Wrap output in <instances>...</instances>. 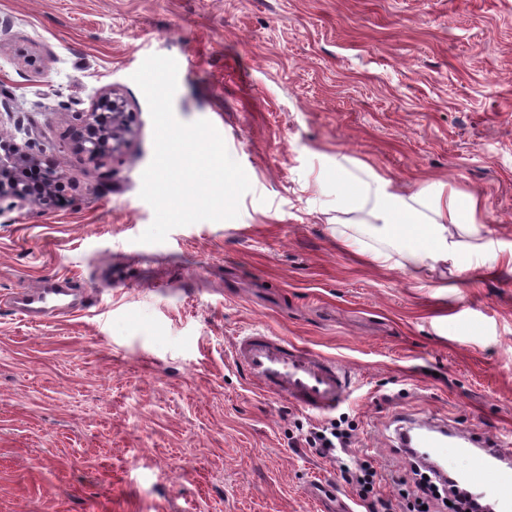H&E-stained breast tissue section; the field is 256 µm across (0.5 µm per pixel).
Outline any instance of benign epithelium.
Wrapping results in <instances>:
<instances>
[{
	"label": "benign epithelium",
	"mask_w": 512,
	"mask_h": 512,
	"mask_svg": "<svg viewBox=\"0 0 512 512\" xmlns=\"http://www.w3.org/2000/svg\"><path fill=\"white\" fill-rule=\"evenodd\" d=\"M81 118L86 130L81 148L92 159L112 153L123 133L130 130L131 114L114 93L104 94ZM34 146L30 141L18 143L13 136L0 135V204L5 202L11 209L51 204L52 189L63 174L57 169L44 171L42 194L35 193L24 176L28 166L38 162Z\"/></svg>",
	"instance_id": "1"
}]
</instances>
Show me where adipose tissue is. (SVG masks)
Wrapping results in <instances>:
<instances>
[{
    "label": "adipose tissue",
    "mask_w": 512,
    "mask_h": 512,
    "mask_svg": "<svg viewBox=\"0 0 512 512\" xmlns=\"http://www.w3.org/2000/svg\"><path fill=\"white\" fill-rule=\"evenodd\" d=\"M319 190L335 191L337 211L367 210L372 219L366 227L370 235L387 236L395 225H414L413 243L404 255L412 278L438 263L464 275L469 270L465 256L487 249L482 242L480 202L466 191L422 188L405 196L392 179L372 168H365L359 177L341 166L335 183L320 182Z\"/></svg>",
    "instance_id": "1"
}]
</instances>
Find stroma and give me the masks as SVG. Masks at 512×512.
<instances>
[{"mask_svg": "<svg viewBox=\"0 0 512 512\" xmlns=\"http://www.w3.org/2000/svg\"><path fill=\"white\" fill-rule=\"evenodd\" d=\"M152 54L183 62L176 118L210 121L251 189L237 218L145 244L153 124L132 75ZM108 90L131 132L92 160L76 114ZM0 131L64 173L55 205L0 214V294L100 286L67 316L0 305V512H343L336 467L295 444L319 416L231 363L253 328L350 369L340 412L387 492L409 470L398 418L512 424V265L416 287L399 237H364L391 267L338 245L315 182L344 157L474 193L490 253L512 254V0H0ZM341 218L363 237L367 212ZM312 482L334 497L306 499Z\"/></svg>", "mask_w": 512, "mask_h": 512, "instance_id": "1", "label": "stroma"}]
</instances>
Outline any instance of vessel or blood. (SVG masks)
<instances>
[{
	"label": "vessel or blood",
	"instance_id": "b4317fda",
	"mask_svg": "<svg viewBox=\"0 0 512 512\" xmlns=\"http://www.w3.org/2000/svg\"><path fill=\"white\" fill-rule=\"evenodd\" d=\"M81 288V283L67 280L59 289H22L14 293L12 304L31 319L50 309L61 310V294L73 295ZM231 357L262 393L310 414L335 412L351 394L352 376L342 362L284 336L249 330L235 338ZM415 445L425 457L442 464L452 455L464 458L459 477L474 495L493 499L498 512H512V466L507 463L512 457V434L501 433L475 450L434 433L419 436Z\"/></svg>",
	"mask_w": 512,
	"mask_h": 512
}]
</instances>
